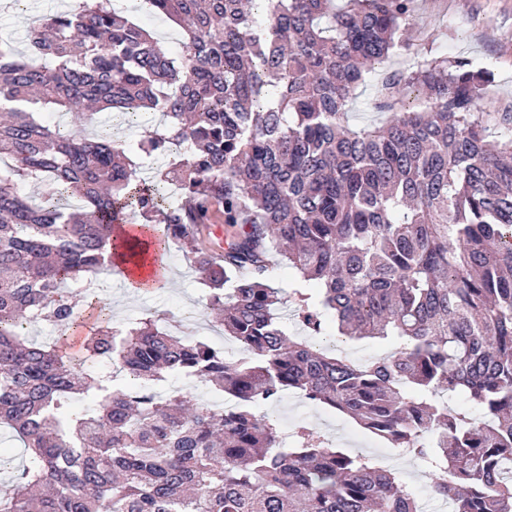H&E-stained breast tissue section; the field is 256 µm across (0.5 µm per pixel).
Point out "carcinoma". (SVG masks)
Masks as SVG:
<instances>
[{
    "label": "carcinoma",
    "mask_w": 512,
    "mask_h": 512,
    "mask_svg": "<svg viewBox=\"0 0 512 512\" xmlns=\"http://www.w3.org/2000/svg\"><path fill=\"white\" fill-rule=\"evenodd\" d=\"M122 2L40 17L24 56L0 36V428L25 451L0 512H423L373 458L305 426L284 441L256 409L290 391L420 460L449 512H512V112L482 111L486 72L446 57L390 71L388 117L353 129L366 75L410 46L415 0H140L179 50ZM105 110L160 123L89 136ZM221 216L224 252L195 246ZM127 222L191 246L239 358L152 316L112 320L106 255H139L140 236H112ZM273 255L316 293L272 287ZM288 303L303 336L277 315ZM329 319L392 348L325 349ZM36 322L54 342L28 338ZM175 377L231 404L156 394Z\"/></svg>",
    "instance_id": "1"
}]
</instances>
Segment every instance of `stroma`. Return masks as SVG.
Returning a JSON list of instances; mask_svg holds the SVG:
<instances>
[{"label": "stroma", "mask_w": 512, "mask_h": 512, "mask_svg": "<svg viewBox=\"0 0 512 512\" xmlns=\"http://www.w3.org/2000/svg\"><path fill=\"white\" fill-rule=\"evenodd\" d=\"M71 0H27L25 11L0 8V36L12 40L18 53L27 50L26 33L36 18L69 8ZM462 60L473 69L488 73L484 109L503 112L512 107V0H417L411 29V46L394 57L396 67H416L435 57ZM167 278L142 294L128 292L121 274L106 279L103 298L112 318L127 322L146 314L165 315L167 311L194 312L190 323L199 336L227 355L237 346L209 320L205 286L182 248L169 245L162 251ZM264 415L275 419L282 431L305 424L317 428L337 447L350 453L383 457L385 466L398 469L401 481L412 488L425 484L420 464L411 458H398L385 444L371 436L348 417L317 406L301 395L289 393L274 404L263 407Z\"/></svg>", "instance_id": "obj_1"}]
</instances>
